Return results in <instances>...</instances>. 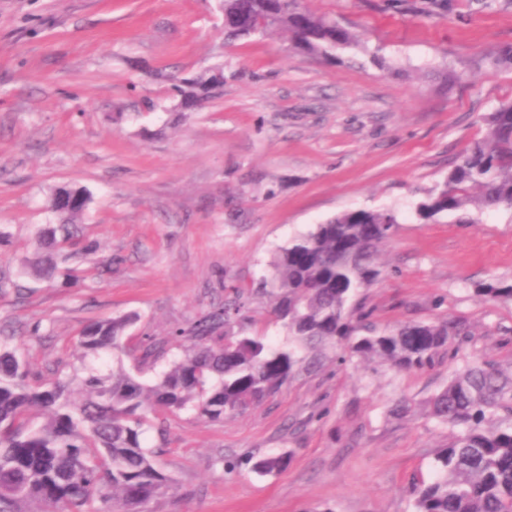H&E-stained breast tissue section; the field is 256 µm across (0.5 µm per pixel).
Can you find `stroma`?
Segmentation results:
<instances>
[{"mask_svg": "<svg viewBox=\"0 0 512 512\" xmlns=\"http://www.w3.org/2000/svg\"><path fill=\"white\" fill-rule=\"evenodd\" d=\"M352 30L336 60L285 35L228 45L216 0H0V342L37 384L67 373L81 330L134 313L124 366L154 382L185 331L243 294L247 333L288 331L260 281L278 250L341 213L396 209L380 280L357 302L380 327L465 320L459 352L399 372L328 352L260 407L219 423L184 411L146 444L173 489L148 512H412L450 432L428 400L477 355L512 363V301L477 283L512 281V210L417 223L414 209L512 101V0H309ZM224 69V89L174 111L173 77ZM454 79L443 82L442 72ZM91 200L90 249L68 283L25 275L55 190ZM162 348L142 362L148 344ZM409 410L394 411L398 401ZM289 453L274 476L250 456ZM475 288L477 295L488 301L512 300V283L498 279L479 283Z\"/></svg>", "mask_w": 512, "mask_h": 512, "instance_id": "1", "label": "stroma"}]
</instances>
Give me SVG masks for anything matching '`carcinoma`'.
Listing matches in <instances>:
<instances>
[{"label":"carcinoma","instance_id":"carcinoma-1","mask_svg":"<svg viewBox=\"0 0 512 512\" xmlns=\"http://www.w3.org/2000/svg\"><path fill=\"white\" fill-rule=\"evenodd\" d=\"M224 39L283 33L299 52L336 58L354 45L346 28L310 10L305 0H221ZM214 76L177 79L173 92L192 108L211 98ZM485 134L454 161L445 179L415 207L427 223L470 212L512 209V103L484 118ZM59 228L42 230L23 267L43 280L71 277L56 257L57 231L73 240L90 201L82 188H61L51 198ZM400 223L394 209L339 214L293 239L272 263L274 313L291 343L273 347L258 336L233 331L245 302H227L185 333L190 344L160 379L147 385L127 371L119 352L137 316L93 321L81 331L77 363L33 386L13 349L0 348V512H138L165 494L169 479L144 446L151 419L192 409L218 422L260 404L293 378L314 368L322 352L412 370L440 350L468 341L460 319L377 330L371 312L352 305L361 288L377 281L379 247ZM476 293L488 301L512 300V283L492 279ZM42 418L29 427L31 416ZM429 415L448 426L432 477L415 483L413 512H512V367L495 360L465 364L433 396ZM288 454L255 459L251 471L270 475L288 468Z\"/></svg>","mask_w":512,"mask_h":512}]
</instances>
